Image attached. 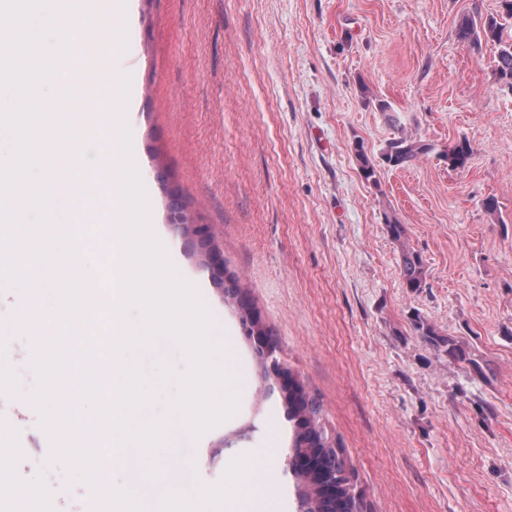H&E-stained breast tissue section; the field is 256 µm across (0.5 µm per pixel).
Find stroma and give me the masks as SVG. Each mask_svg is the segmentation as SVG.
<instances>
[{
    "mask_svg": "<svg viewBox=\"0 0 512 512\" xmlns=\"http://www.w3.org/2000/svg\"><path fill=\"white\" fill-rule=\"evenodd\" d=\"M134 42L95 43L52 111L87 106L128 74V116L149 178L155 234L181 276L202 279L234 358L239 407L190 453L205 484L238 456L286 455L278 391L236 303L203 265L216 247L275 346L322 407L364 493V512H512V92L493 46L464 47L462 17L500 0H132ZM433 144L384 158L402 134ZM468 142V167L449 145ZM371 160L365 179L357 152ZM498 202L496 213L483 207ZM178 204L208 241L171 221ZM405 227L426 283L407 288L387 219ZM462 346L449 356L420 324ZM238 512H297L286 468ZM433 149L431 144L421 138L402 135L388 143L385 156L392 166L407 167L413 165Z\"/></svg>",
    "mask_w": 512,
    "mask_h": 512,
    "instance_id": "1",
    "label": "stroma"
}]
</instances>
